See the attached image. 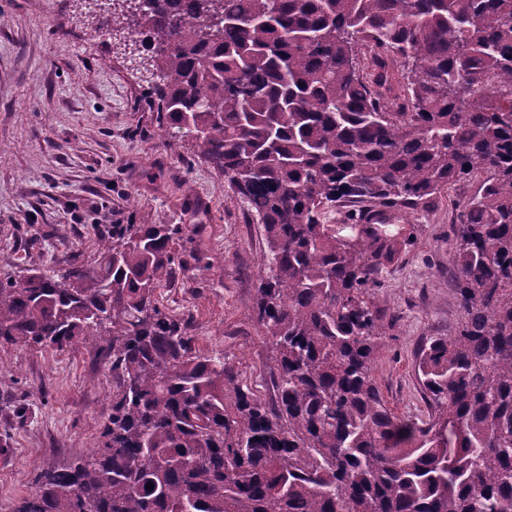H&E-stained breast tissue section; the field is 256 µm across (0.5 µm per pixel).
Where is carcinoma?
Returning a JSON list of instances; mask_svg holds the SVG:
<instances>
[{"mask_svg": "<svg viewBox=\"0 0 512 512\" xmlns=\"http://www.w3.org/2000/svg\"><path fill=\"white\" fill-rule=\"evenodd\" d=\"M149 2L94 32L139 50L158 135L185 131L262 224L273 397L161 304L184 225L114 224L93 263L0 277V344L81 343L112 372L95 451L15 512H512V0ZM476 174L457 326L416 355L429 416L401 418L372 376L393 214Z\"/></svg>", "mask_w": 512, "mask_h": 512, "instance_id": "1", "label": "carcinoma"}]
</instances>
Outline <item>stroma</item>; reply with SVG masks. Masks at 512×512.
Segmentation results:
<instances>
[{
  "mask_svg": "<svg viewBox=\"0 0 512 512\" xmlns=\"http://www.w3.org/2000/svg\"><path fill=\"white\" fill-rule=\"evenodd\" d=\"M145 85L112 42L81 21L76 0H0V277L93 260L116 224H183L184 265L161 291L197 348L225 356L270 397V344L253 318L265 264L261 224L227 200L222 173L190 139L156 134ZM471 178L428 207L401 210L413 239L375 295L389 324L374 381L397 415L428 412L415 352L457 323L451 226ZM112 414V374L76 344L0 346V512L46 467L91 452Z\"/></svg>",
  "mask_w": 512,
  "mask_h": 512,
  "instance_id": "35a3bbf8",
  "label": "stroma"
}]
</instances>
